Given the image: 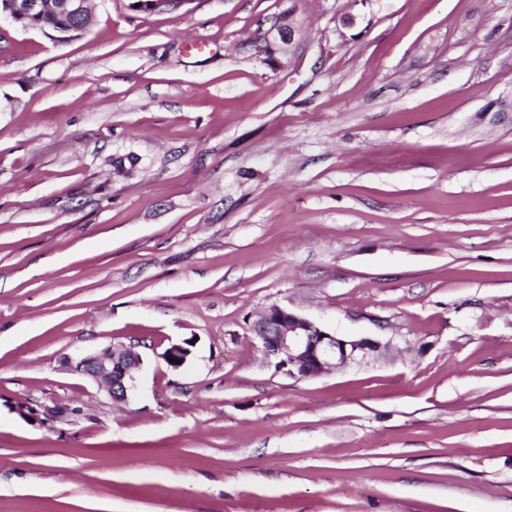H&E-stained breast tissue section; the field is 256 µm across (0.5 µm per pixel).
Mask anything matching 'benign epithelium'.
<instances>
[{"instance_id":"7a95c632","label":"benign epithelium","mask_w":512,"mask_h":512,"mask_svg":"<svg viewBox=\"0 0 512 512\" xmlns=\"http://www.w3.org/2000/svg\"><path fill=\"white\" fill-rule=\"evenodd\" d=\"M42 0H7L4 13L14 22H28L33 28L43 12ZM296 32L293 15L280 19L268 32L272 45L280 50L291 45ZM255 336L270 355L279 358V364L289 372L304 377H315L341 368L354 361L359 354L375 351L378 342L370 339L353 340L333 334L312 321L278 305L270 306L254 324ZM190 349L182 344L168 347L161 358L167 366L177 369L186 362ZM141 355L136 345L108 347L82 358L76 371L94 380L116 402H123L135 390L134 372L141 366Z\"/></svg>"}]
</instances>
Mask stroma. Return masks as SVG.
Masks as SVG:
<instances>
[{
    "label": "stroma",
    "mask_w": 512,
    "mask_h": 512,
    "mask_svg": "<svg viewBox=\"0 0 512 512\" xmlns=\"http://www.w3.org/2000/svg\"><path fill=\"white\" fill-rule=\"evenodd\" d=\"M93 3L0 18V512H512V0ZM42 1L46 0H0V10H4L3 13L13 22L26 23L25 21H28L29 23L24 24V27L37 28L35 23L45 8ZM61 2V0H51L48 4V1H46L47 8L40 19V26L56 34V36L71 40L87 31L92 21L90 24L87 20L82 24L73 25L69 16L59 9L58 6ZM5 7L6 9H4ZM296 27L293 19V13L285 16L280 19L266 34L265 40L267 43V47L272 49V44L269 40V36H271V40L274 44L278 45L281 51L286 50L287 46L289 47L295 36ZM253 331L266 352L279 358L281 366L304 377L344 367L360 353L379 348L374 340L338 336L277 305L262 314ZM135 348V344L105 348L82 358L75 369L103 387L114 401H126L136 387L134 372L142 364Z\"/></svg>",
    "instance_id": "35a3bbf8"
}]
</instances>
